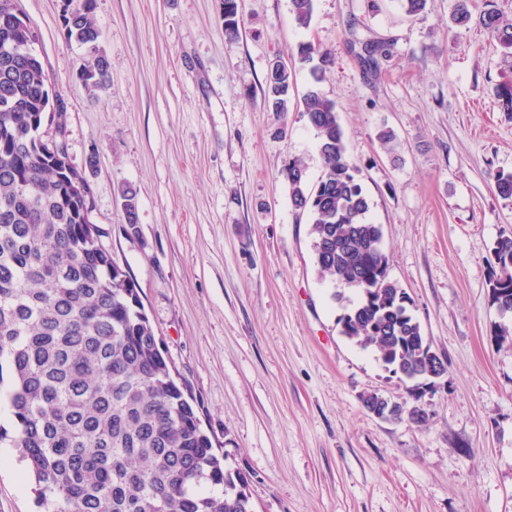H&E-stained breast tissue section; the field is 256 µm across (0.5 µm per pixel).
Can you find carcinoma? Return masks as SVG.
I'll use <instances>...</instances> for the list:
<instances>
[{"mask_svg": "<svg viewBox=\"0 0 512 512\" xmlns=\"http://www.w3.org/2000/svg\"><path fill=\"white\" fill-rule=\"evenodd\" d=\"M63 35L91 62L79 72L93 96L110 86L109 62L94 20L95 0H64ZM472 0H457L453 22L475 21L505 50L512 23L493 8L473 18ZM314 0H291L297 25H310ZM17 0H0V446L14 448L35 482L45 512H253L247 477L224 466L202 426L203 405L159 347L138 288L91 224L93 194L86 170L72 164L62 99L35 33L21 24ZM239 0H224V30L238 33ZM299 64L313 83L333 64L331 53L299 43ZM292 72L274 64L264 96L288 112ZM322 173L310 185L307 165L288 160L282 175L295 210L307 215L314 263L321 274L358 293L339 291L341 335L373 349L396 374L422 376L435 367L410 298L384 275L382 226L354 176L335 105L316 89L303 98ZM495 193L512 200V174ZM489 278L497 309L512 314V236L494 246ZM10 380L4 382L3 369Z\"/></svg>", "mask_w": 512, "mask_h": 512, "instance_id": "cac0c4a2", "label": "carcinoma"}]
</instances>
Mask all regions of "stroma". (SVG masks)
<instances>
[{
    "instance_id": "obj_1",
    "label": "stroma",
    "mask_w": 512,
    "mask_h": 512,
    "mask_svg": "<svg viewBox=\"0 0 512 512\" xmlns=\"http://www.w3.org/2000/svg\"><path fill=\"white\" fill-rule=\"evenodd\" d=\"M454 3L409 16L399 0H314L303 29L290 0H240L232 38L223 0H96L111 86L95 98L78 78L88 55L62 33L63 0H19L64 103L70 158L97 156L93 221L226 467L247 476L254 512H512V344L494 336L512 315L487 286L494 244L512 235V201L493 190L512 173V115L495 92L512 57L477 24L455 26ZM302 41L334 55L319 90L383 227L388 275L447 366L422 425L363 408L364 394L408 390L340 334L338 286L317 272L281 174L291 158L310 182L322 172L302 105L282 116L263 95L277 61L295 97L308 89L293 63ZM370 41L391 45L374 68ZM0 512H41L3 447Z\"/></svg>"
}]
</instances>
